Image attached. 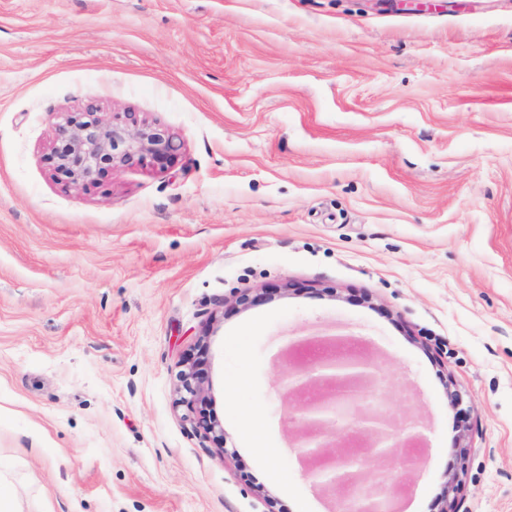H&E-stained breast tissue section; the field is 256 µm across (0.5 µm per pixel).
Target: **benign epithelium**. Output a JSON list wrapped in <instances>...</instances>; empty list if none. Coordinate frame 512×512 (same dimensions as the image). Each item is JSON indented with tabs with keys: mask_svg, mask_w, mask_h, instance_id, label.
I'll return each mask as SVG.
<instances>
[{
	"mask_svg": "<svg viewBox=\"0 0 512 512\" xmlns=\"http://www.w3.org/2000/svg\"><path fill=\"white\" fill-rule=\"evenodd\" d=\"M101 112L97 102L89 101L57 125L51 157L55 170L70 184L94 183L118 166L149 165L159 170L173 166L180 145L167 127L140 120L134 112L126 113L123 122H108ZM199 364L195 360L180 375L179 403L191 411L203 392ZM373 377L372 363L361 354L338 358L332 353L289 370L288 391L308 397L300 447L312 463L309 475L316 483L328 488L355 486L360 470L358 451L350 444L354 436L378 434L371 447L380 455L399 444L384 419L370 407L359 406L368 398ZM389 494L385 478L379 477L366 491L345 495L342 512H387Z\"/></svg>",
	"mask_w": 512,
	"mask_h": 512,
	"instance_id": "7a95c632",
	"label": "benign epithelium"
}]
</instances>
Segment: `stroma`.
Segmentation results:
<instances>
[{"label":"stroma","instance_id":"35a3bbf8","mask_svg":"<svg viewBox=\"0 0 512 512\" xmlns=\"http://www.w3.org/2000/svg\"><path fill=\"white\" fill-rule=\"evenodd\" d=\"M93 100L165 125L176 164L69 184L53 115ZM325 334L374 363L398 433L422 430L363 460L393 512H441L454 474L458 512H512V0H0L20 512H338L282 388L293 342ZM202 344L220 444L177 402Z\"/></svg>","mask_w":512,"mask_h":512}]
</instances>
